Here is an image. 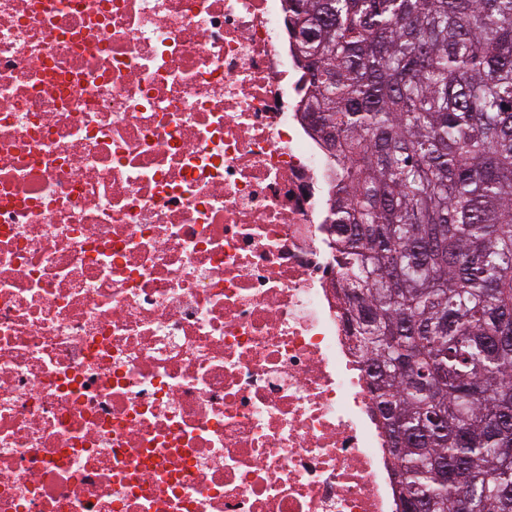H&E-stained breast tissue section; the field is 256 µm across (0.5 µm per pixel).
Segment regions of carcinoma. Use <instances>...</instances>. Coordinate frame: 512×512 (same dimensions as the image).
<instances>
[{
	"instance_id": "obj_1",
	"label": "carcinoma",
	"mask_w": 512,
	"mask_h": 512,
	"mask_svg": "<svg viewBox=\"0 0 512 512\" xmlns=\"http://www.w3.org/2000/svg\"><path fill=\"white\" fill-rule=\"evenodd\" d=\"M332 131L328 232L390 463L428 512H512V0H288ZM413 377L402 373L407 361Z\"/></svg>"
}]
</instances>
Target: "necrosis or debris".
Wrapping results in <instances>:
<instances>
[{"mask_svg": "<svg viewBox=\"0 0 512 512\" xmlns=\"http://www.w3.org/2000/svg\"><path fill=\"white\" fill-rule=\"evenodd\" d=\"M285 0H0V512H395Z\"/></svg>", "mask_w": 512, "mask_h": 512, "instance_id": "4bbe7bcc", "label": "necrosis or debris"}]
</instances>
